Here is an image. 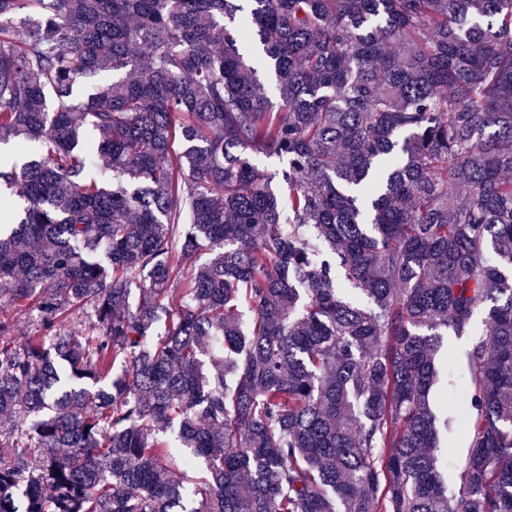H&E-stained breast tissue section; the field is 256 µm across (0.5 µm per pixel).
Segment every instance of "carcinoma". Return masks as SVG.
<instances>
[{"label":"carcinoma","instance_id":"cac0c4a2","mask_svg":"<svg viewBox=\"0 0 512 512\" xmlns=\"http://www.w3.org/2000/svg\"><path fill=\"white\" fill-rule=\"evenodd\" d=\"M250 2L0 0V512H512V0ZM485 330V323L482 317H479L472 328L470 336H454L448 332V336H444V346L437 354L436 361L442 365L448 363L460 364L466 358L468 351L471 348L473 341L479 337ZM470 446V437L466 425H456L455 432L448 437L445 444L448 452V490L456 488L458 473L465 461Z\"/></svg>","mask_w":512,"mask_h":512}]
</instances>
